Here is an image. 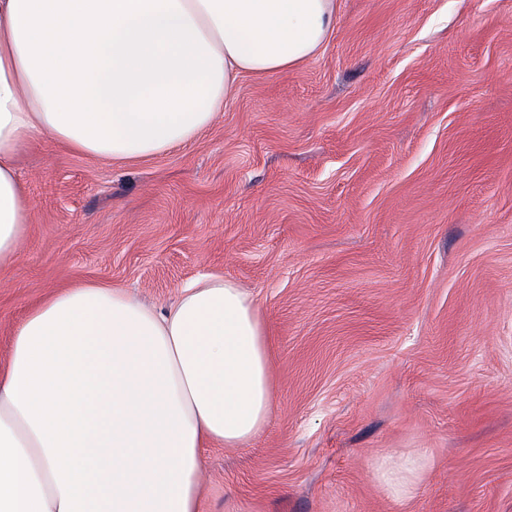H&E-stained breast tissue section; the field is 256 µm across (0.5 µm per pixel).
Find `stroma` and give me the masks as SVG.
Here are the masks:
<instances>
[{
	"label": "stroma",
	"mask_w": 512,
	"mask_h": 512,
	"mask_svg": "<svg viewBox=\"0 0 512 512\" xmlns=\"http://www.w3.org/2000/svg\"><path fill=\"white\" fill-rule=\"evenodd\" d=\"M17 169L1 364L74 284L253 299L270 420L204 449L200 512H512V0H336L313 58L240 76L192 143L122 164L42 137Z\"/></svg>",
	"instance_id": "stroma-1"
}]
</instances>
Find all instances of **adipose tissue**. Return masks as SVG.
<instances>
[{"mask_svg":"<svg viewBox=\"0 0 512 512\" xmlns=\"http://www.w3.org/2000/svg\"><path fill=\"white\" fill-rule=\"evenodd\" d=\"M336 0H0V271L31 205L35 138L114 162L193 142L235 81L315 56ZM264 325L231 280L166 312L93 283L50 294L0 365V512H199L203 448L267 425Z\"/></svg>","mask_w":512,"mask_h":512,"instance_id":"adipose-tissue-1","label":"adipose tissue"}]
</instances>
